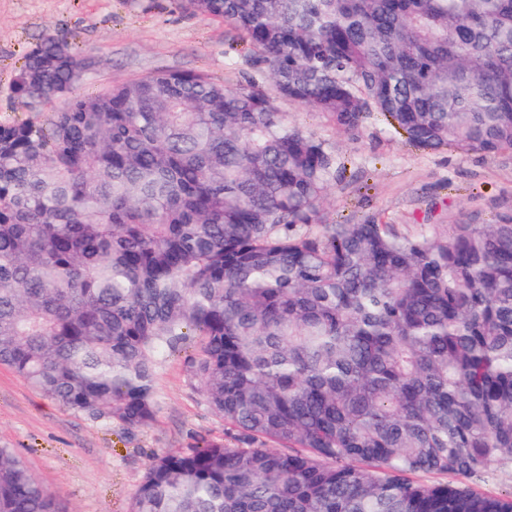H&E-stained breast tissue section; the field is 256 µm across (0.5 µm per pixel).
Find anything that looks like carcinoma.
<instances>
[{"instance_id": "carcinoma-1", "label": "carcinoma", "mask_w": 512, "mask_h": 512, "mask_svg": "<svg viewBox=\"0 0 512 512\" xmlns=\"http://www.w3.org/2000/svg\"><path fill=\"white\" fill-rule=\"evenodd\" d=\"M240 32L245 82L159 71L85 96L42 38L0 124V364L134 429L164 356L224 419L148 465L130 512H512V216L324 224L345 170L288 99L417 148L512 150V0H180ZM0 512H58L0 448ZM418 479L422 481H448V482H462L473 486L476 490L485 493H504L505 491L512 490V476L494 473L481 480H470L463 477H453L436 474H421Z\"/></svg>"}]
</instances>
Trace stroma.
Segmentation results:
<instances>
[{"instance_id": "1", "label": "stroma", "mask_w": 512, "mask_h": 512, "mask_svg": "<svg viewBox=\"0 0 512 512\" xmlns=\"http://www.w3.org/2000/svg\"><path fill=\"white\" fill-rule=\"evenodd\" d=\"M95 58L94 75L73 87L84 95L161 70H185L236 83L259 68L251 48L222 19L193 14L177 0H0V123L38 119L12 83L44 36ZM288 119L324 140L344 160L323 221L373 219L416 232H447L512 214V153L494 157L417 149L377 118L357 134L289 101ZM190 350L167 354L156 383L157 413L129 429L67 409L0 365V447L15 449L55 496L59 512H130L152 458L224 437L190 369Z\"/></svg>"}]
</instances>
